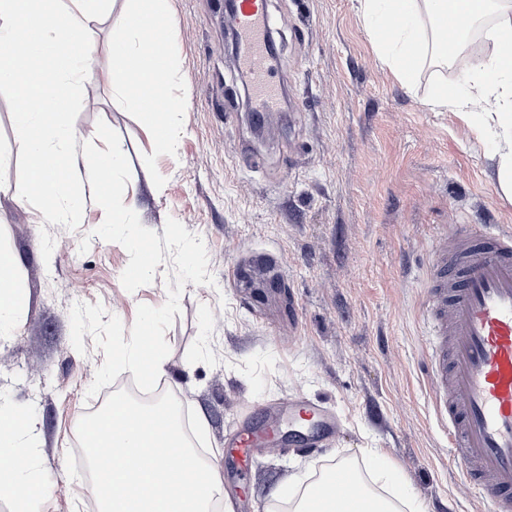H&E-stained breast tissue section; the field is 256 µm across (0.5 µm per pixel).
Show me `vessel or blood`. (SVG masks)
I'll list each match as a JSON object with an SVG mask.
<instances>
[{
  "label": "vessel or blood",
  "mask_w": 512,
  "mask_h": 512,
  "mask_svg": "<svg viewBox=\"0 0 512 512\" xmlns=\"http://www.w3.org/2000/svg\"><path fill=\"white\" fill-rule=\"evenodd\" d=\"M134 24L151 49L167 35L170 17L158 13ZM269 25L265 0H241L242 59L254 77L253 109L265 117L276 111L278 96L266 69ZM425 288L430 340L424 372L435 416L487 512H512V232L496 224L440 230ZM268 432L264 426L237 433L241 462ZM351 495V469L339 463L320 479L313 505Z\"/></svg>",
  "instance_id": "1"
}]
</instances>
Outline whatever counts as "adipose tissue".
<instances>
[{
  "label": "adipose tissue",
  "mask_w": 512,
  "mask_h": 512,
  "mask_svg": "<svg viewBox=\"0 0 512 512\" xmlns=\"http://www.w3.org/2000/svg\"><path fill=\"white\" fill-rule=\"evenodd\" d=\"M111 0H0V77L18 103L15 124L28 147L25 189L16 191L19 204L40 203L43 220H56L72 207L66 191L73 132L63 119L80 89L98 76L91 66V37L105 18ZM367 30L381 60L403 86H410L414 59H447L462 47L474 23L488 16L497 22L486 33L490 56L465 67L467 90H436L428 104L453 111L476 139L495 145L497 186L512 200V0H360ZM112 55L119 70L112 80L114 94L129 100L152 88L159 73L157 60H146L139 30L124 23L112 35ZM20 261L0 249V335L11 331L24 307L19 286ZM17 415L0 409V493L8 495L15 512H31L39 491L31 465V450L21 438ZM375 480L391 486L393 500H375L357 483V500L328 512H357L372 504V512H397L405 499L395 487L392 468L376 453L366 455Z\"/></svg>",
  "instance_id": "1"
}]
</instances>
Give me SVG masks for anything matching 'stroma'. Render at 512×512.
Segmentation results:
<instances>
[{
    "mask_svg": "<svg viewBox=\"0 0 512 512\" xmlns=\"http://www.w3.org/2000/svg\"><path fill=\"white\" fill-rule=\"evenodd\" d=\"M129 2L112 0L92 36L100 81L64 118L75 133L73 171L107 144L122 150L119 201L133 207L131 228L113 226L83 179L69 186L74 212L55 223L0 194V247L21 259L26 300L18 329L0 335V406L30 429L41 485L33 512H84L77 425L106 394L141 383L112 365L140 331L162 353L163 381L189 422L206 420L197 438L234 512H275V487L315 480L336 461L363 467L368 448L427 512H486L449 453L421 370L437 225L512 229L493 145L426 103L455 76L427 58L405 90L380 60L359 0H269L279 50L269 68L282 106L260 137L224 0H168L171 26L156 51L170 67L163 90L179 102L170 120L180 134L164 151L137 109L112 94L110 33ZM15 108L0 85V152L11 158L0 180L13 189L28 166ZM129 231L153 252L141 279ZM298 398L326 406L338 433L312 448L266 444L241 482L228 480L225 438L266 406Z\"/></svg>",
    "mask_w": 512,
    "mask_h": 512,
    "instance_id": "obj_1",
    "label": "stroma"
}]
</instances>
